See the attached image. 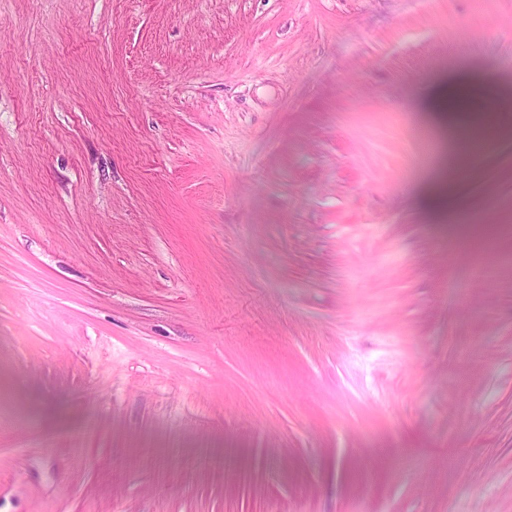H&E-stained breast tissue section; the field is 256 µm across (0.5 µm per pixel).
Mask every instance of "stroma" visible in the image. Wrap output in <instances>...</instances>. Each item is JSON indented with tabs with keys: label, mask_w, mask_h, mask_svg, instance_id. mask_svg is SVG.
Returning <instances> with one entry per match:
<instances>
[{
	"label": "stroma",
	"mask_w": 512,
	"mask_h": 512,
	"mask_svg": "<svg viewBox=\"0 0 512 512\" xmlns=\"http://www.w3.org/2000/svg\"><path fill=\"white\" fill-rule=\"evenodd\" d=\"M2 418L0 512H512V0H0ZM468 94V81L456 79L443 86L437 100L438 111L442 112L443 116L448 118V121L462 130L468 129L473 124L471 115L460 106V102Z\"/></svg>",
	"instance_id": "1"
}]
</instances>
